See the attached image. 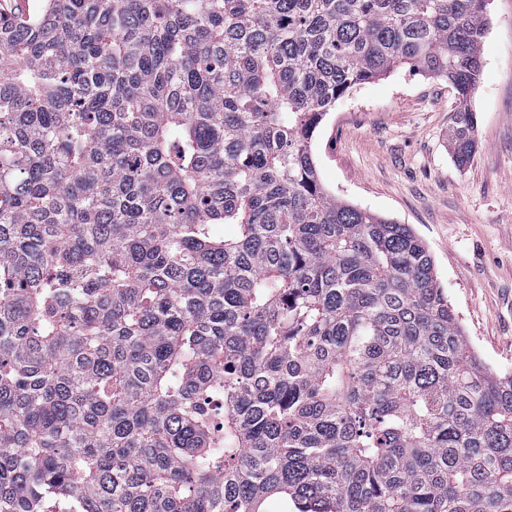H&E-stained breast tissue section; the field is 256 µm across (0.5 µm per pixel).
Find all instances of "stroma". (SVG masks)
Instances as JSON below:
<instances>
[{"label":"stroma","instance_id":"obj_1","mask_svg":"<svg viewBox=\"0 0 512 512\" xmlns=\"http://www.w3.org/2000/svg\"><path fill=\"white\" fill-rule=\"evenodd\" d=\"M483 67L469 101L478 149L458 167L447 80L401 66L356 86L314 133L323 186L426 244L465 334L495 372H512V0H488Z\"/></svg>","mask_w":512,"mask_h":512}]
</instances>
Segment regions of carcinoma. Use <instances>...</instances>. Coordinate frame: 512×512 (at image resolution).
<instances>
[{
    "label": "carcinoma",
    "instance_id": "carcinoma-1",
    "mask_svg": "<svg viewBox=\"0 0 512 512\" xmlns=\"http://www.w3.org/2000/svg\"><path fill=\"white\" fill-rule=\"evenodd\" d=\"M487 2L0 7V512H512V373L312 149L408 64L466 167Z\"/></svg>",
    "mask_w": 512,
    "mask_h": 512
}]
</instances>
